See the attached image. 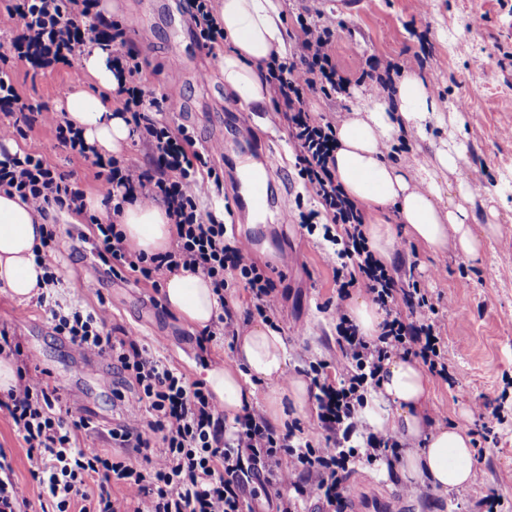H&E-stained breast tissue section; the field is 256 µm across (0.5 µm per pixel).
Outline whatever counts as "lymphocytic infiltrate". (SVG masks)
Segmentation results:
<instances>
[{"label": "lymphocytic infiltrate", "mask_w": 512, "mask_h": 512, "mask_svg": "<svg viewBox=\"0 0 512 512\" xmlns=\"http://www.w3.org/2000/svg\"><path fill=\"white\" fill-rule=\"evenodd\" d=\"M98 4L99 0H5L0 26L19 25L13 53L36 68L69 65L84 55L88 44H111L112 69L119 78L112 96L150 146V166L135 158L97 156L65 112L46 111L41 119L54 129L61 146L93 157L105 172V196L114 219L96 224L92 247L114 276L127 273L155 287L164 272L183 267L210 279L222 312L198 341L205 354L217 337L234 332L238 313L230 298L236 288L249 290L254 313L268 322L278 315L279 298L265 268L251 258L248 241L227 238L223 224L199 208L200 176L209 166V153L195 150L187 129L171 130L141 113L143 67L137 55L126 50L124 30L116 23L110 31L94 34L80 28V17ZM297 23L296 55L271 57L265 78L284 108L298 174L312 187L319 205L304 216L303 226L315 232L314 220L320 215L329 225L323 237L333 245L335 257L336 372L328 374L323 362L310 363L315 414L308 424H291L282 433L254 409L228 424L203 384H188L183 372L153 356L133 337L106 332V313L52 310L57 334L80 353L110 357L135 385L137 399L127 405L124 422L113 429L112 438L143 453L138 465L87 453L78 433L90 429V419L71 407L64 416L53 417L54 390L39 377L20 375L16 389L0 399V408L8 411L25 442L32 474L54 500L55 512H259L260 492L271 512H303L311 497L318 502V512H359L358 503L345 494L349 474L361 463L394 467L403 448L395 435L371 430L365 419L385 362L412 358L431 376L451 379L439 299L414 274H399L369 249L366 217L332 172L336 122L310 107L313 98L330 100L349 88V79L333 60L335 31L318 17L301 15ZM425 61L422 51L382 63L369 61L361 76L372 81L377 92L390 93L396 78ZM0 190L18 194L45 221L36 251L41 261L59 249L58 212L84 213L85 193L73 173L59 171L30 151L0 154ZM134 198L166 207L175 227L168 252L149 257L125 248L115 218ZM359 287L388 312L377 336L364 335L350 316L348 300L352 289ZM398 303L402 311L392 312ZM153 433L160 435V447L152 446ZM92 477L100 486L95 496L85 489ZM113 482L125 487L124 497L109 493Z\"/></svg>", "instance_id": "1"}]
</instances>
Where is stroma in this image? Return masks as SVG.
Here are the masks:
<instances>
[{"label": "stroma", "instance_id": "35a3bbf8", "mask_svg": "<svg viewBox=\"0 0 512 512\" xmlns=\"http://www.w3.org/2000/svg\"><path fill=\"white\" fill-rule=\"evenodd\" d=\"M104 10L80 20L86 32L119 22L132 40V49L143 64L145 95L141 107L149 118L171 129L187 128L197 144L216 133L224 135V151L235 154L241 141L267 139L280 161L278 182L288 185L287 223L274 213L240 215L227 192L224 167L215 177H204L201 208L227 229L228 236H251L252 257L272 266L281 301L278 330L286 341L288 376H304L309 362L336 361L333 310L336 286L320 235L308 234L302 214L314 209L312 190L298 175L288 124L276 102L257 112L224 89L221 70L207 80L195 77L194 68L229 51L228 42L204 46L180 30L181 15L190 13V0H103ZM289 44L297 42L296 18L321 15L336 30L333 59L348 77L349 95L327 101L317 97L312 109L349 111L351 96L372 93L371 83H359L363 57L398 58L405 52L425 49L424 72L429 90L449 108L464 107L465 126L460 134L465 160L449 182L465 180L485 186L495 199L499 236L490 238L481 259H467L455 244L431 253L412 239L404 225L393 224L396 239L393 259L415 262V275L442 297L454 298L455 309L444 317L448 351L453 359V381L433 379L426 407L427 417L452 426L472 428L473 477L464 488L440 494H413V481L401 469L386 471L358 466L347 488L371 492L399 503L400 512H480L478 502L490 490L512 497V0H430L420 10L417 0H356L353 11H337L332 0H281ZM156 17L150 44L137 39V23L145 10ZM185 53L191 68L181 77L182 95L163 101L170 82L165 64L170 51ZM11 75L19 95L33 107L57 110L60 89L72 81V70L63 65L33 68L11 59ZM25 148L42 154L64 171L74 172L86 195L99 194L101 181L92 159L61 147L55 132L42 121H33L18 133L13 117L0 113V150ZM59 223L66 240L49 263L59 279L54 301L85 312L106 310L107 329L113 335H129L170 366L185 373L189 382L200 379L197 358L198 330L189 328L162 305V293L132 276L113 277L91 249L90 228L67 217ZM8 327L34 357L43 379L56 388L62 404L88 408L98 423L95 434L80 435L82 448L117 460L137 459L133 448L113 443L110 431L122 423L128 403L136 400V388L113 369L110 358L97 362L102 373L78 372L84 358L58 335L47 305L31 300L18 303L0 290V327ZM0 449L12 462L14 478L26 490L27 512H52V502L31 473V463L21 437L7 411L0 410Z\"/></svg>", "mask_w": 512, "mask_h": 512}]
</instances>
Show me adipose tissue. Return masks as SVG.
<instances>
[{
    "instance_id": "1",
    "label": "adipose tissue",
    "mask_w": 512,
    "mask_h": 512,
    "mask_svg": "<svg viewBox=\"0 0 512 512\" xmlns=\"http://www.w3.org/2000/svg\"><path fill=\"white\" fill-rule=\"evenodd\" d=\"M219 18L224 37L232 45L221 61L224 86L247 106L263 107L269 95L264 65L271 56L288 53L280 0H221ZM111 58V47L90 45L82 69L95 88L73 86L61 106L89 143L117 153L129 144L132 132L105 98L118 84ZM447 123V106L430 95L421 71L412 69L404 71L393 98L356 96L349 118L339 126L336 180L369 212L367 237L379 256L389 257L394 249L388 220L392 212L410 236L432 253L441 252L453 239L467 258L477 260L485 240L497 232L495 206L487 208V226L475 228L470 209L473 188L463 181L453 187L445 179L446 173L456 172L465 159L456 139L435 147L432 159L419 165L415 186L410 185L403 167L386 156L387 144L401 131L424 138ZM120 224L130 251L151 256L171 246L174 226L161 205L125 204ZM41 225V219L18 195L0 191V288L20 302L38 293L45 273L34 253L41 243ZM162 294L167 309L194 329L209 327L221 311L210 280L197 272L183 268L170 272ZM286 370L283 336L260 321L237 337L234 366L210 365L201 373L213 401L230 420L251 407L255 382L267 384L264 414L270 422L280 424L289 411H305L310 400L307 382L300 377L286 378ZM379 394L376 428L405 441L424 442L420 452L405 457L403 471L444 494L467 485L472 478L471 438L459 425L426 430L431 384L423 368L410 359L390 360L381 374Z\"/></svg>"
}]
</instances>
